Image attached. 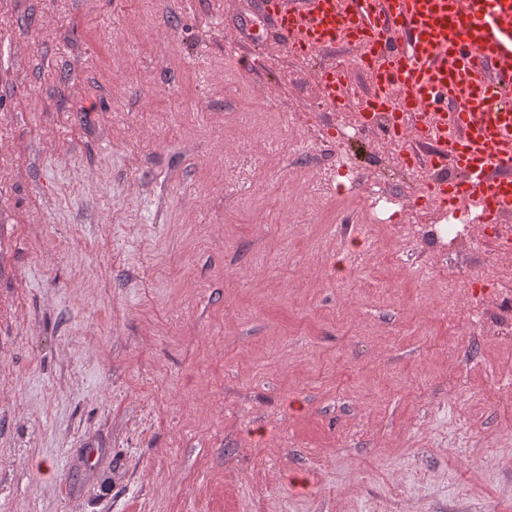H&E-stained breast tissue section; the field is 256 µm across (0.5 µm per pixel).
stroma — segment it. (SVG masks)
<instances>
[{
	"mask_svg": "<svg viewBox=\"0 0 512 512\" xmlns=\"http://www.w3.org/2000/svg\"><path fill=\"white\" fill-rule=\"evenodd\" d=\"M353 55L251 0H0V512H512V290L468 289L512 254L329 140Z\"/></svg>",
	"mask_w": 512,
	"mask_h": 512,
	"instance_id": "35a3bbf8",
	"label": "stroma"
}]
</instances>
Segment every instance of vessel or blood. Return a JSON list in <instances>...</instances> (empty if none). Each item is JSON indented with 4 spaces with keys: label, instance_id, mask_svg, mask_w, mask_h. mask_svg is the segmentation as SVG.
<instances>
[{
    "label": "vessel or blood",
    "instance_id": "vessel-or-blood-1",
    "mask_svg": "<svg viewBox=\"0 0 512 512\" xmlns=\"http://www.w3.org/2000/svg\"><path fill=\"white\" fill-rule=\"evenodd\" d=\"M288 51L345 44L353 59L319 75L331 110L427 164L426 198L471 224L512 217V0H258ZM362 72L367 89L356 93Z\"/></svg>",
    "mask_w": 512,
    "mask_h": 512
}]
</instances>
